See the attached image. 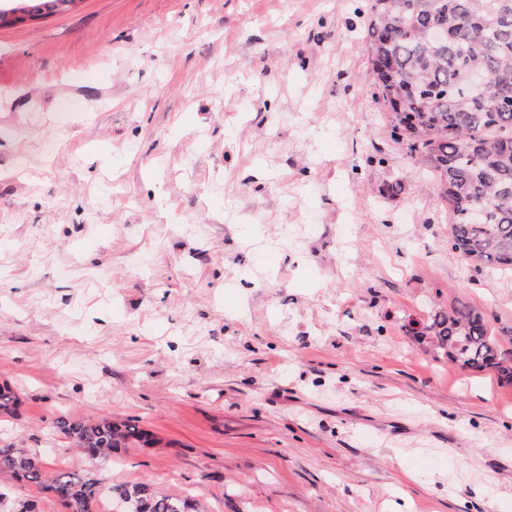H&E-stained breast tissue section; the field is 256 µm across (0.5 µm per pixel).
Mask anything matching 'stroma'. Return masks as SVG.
Wrapping results in <instances>:
<instances>
[{
    "label": "stroma",
    "instance_id": "1",
    "mask_svg": "<svg viewBox=\"0 0 512 512\" xmlns=\"http://www.w3.org/2000/svg\"><path fill=\"white\" fill-rule=\"evenodd\" d=\"M366 11L79 0L0 29V443L210 512H512V385L408 331L463 300L511 344L512 272L451 252ZM61 413L158 443L92 459ZM26 503L64 512L0 475V512Z\"/></svg>",
    "mask_w": 512,
    "mask_h": 512
}]
</instances>
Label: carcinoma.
Masks as SVG:
<instances>
[{
    "instance_id": "cac0c4a2",
    "label": "carcinoma",
    "mask_w": 512,
    "mask_h": 512,
    "mask_svg": "<svg viewBox=\"0 0 512 512\" xmlns=\"http://www.w3.org/2000/svg\"><path fill=\"white\" fill-rule=\"evenodd\" d=\"M76 0H0V28L68 11ZM436 27L448 30L442 42ZM364 48L368 81L390 112L394 135L435 174L448 208L451 250L470 266L512 270V110L485 98H512V0H370ZM486 210L481 224L470 211ZM413 335L473 373L494 372L512 383V349L503 347L483 314L467 303L431 311ZM19 398L0 385V419ZM54 433L92 459H110L155 442L129 420L61 414ZM0 474H14L53 495L67 512H99L106 497L120 512H206L197 499L148 484L102 488L66 468H50L27 448L0 445Z\"/></svg>"
}]
</instances>
